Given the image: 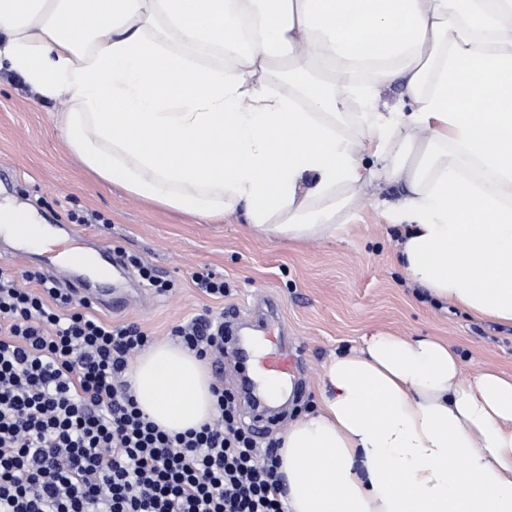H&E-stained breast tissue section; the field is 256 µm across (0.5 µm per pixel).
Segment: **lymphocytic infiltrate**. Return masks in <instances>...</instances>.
<instances>
[{"label": "lymphocytic infiltrate", "instance_id": "f902f5d3", "mask_svg": "<svg viewBox=\"0 0 512 512\" xmlns=\"http://www.w3.org/2000/svg\"><path fill=\"white\" fill-rule=\"evenodd\" d=\"M35 280L0 269V512H288L278 445L259 448L232 392L213 385L200 429L161 430L127 375L151 336ZM172 334L202 360L224 348L220 317Z\"/></svg>", "mask_w": 512, "mask_h": 512}]
</instances>
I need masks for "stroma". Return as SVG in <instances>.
Here are the masks:
<instances>
[{"label": "stroma", "mask_w": 512, "mask_h": 512, "mask_svg": "<svg viewBox=\"0 0 512 512\" xmlns=\"http://www.w3.org/2000/svg\"><path fill=\"white\" fill-rule=\"evenodd\" d=\"M63 102L41 100L23 79L0 71V203L35 214L60 238L69 213L101 216L86 225L87 249H117L139 257L172 280L164 295L120 314L154 341L196 316L248 306L253 316L273 301L287 327L285 344L297 353L304 396L289 400L286 422L272 426L277 440L289 421L315 409L326 365L363 337L441 336L457 345L462 375L495 366L512 373V326L480 321L452 303L434 302L397 262L402 240L391 211L403 200L401 182L365 187L348 224L335 239L295 244L251 236L243 215L219 224H195L183 215L145 203L120 188L97 182L70 153L56 126ZM223 279L228 294L216 301L194 287V272Z\"/></svg>", "instance_id": "1"}]
</instances>
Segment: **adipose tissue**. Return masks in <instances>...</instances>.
Returning a JSON list of instances; mask_svg holds the SVG:
<instances>
[{
  "label": "adipose tissue",
  "mask_w": 512,
  "mask_h": 512,
  "mask_svg": "<svg viewBox=\"0 0 512 512\" xmlns=\"http://www.w3.org/2000/svg\"><path fill=\"white\" fill-rule=\"evenodd\" d=\"M1 69L66 103L96 179L194 219L332 239L365 186L407 184L405 272L512 325V0H0ZM396 81L410 111H378ZM461 373L438 336L337 354L280 437L288 512H512V374ZM128 377L162 430L214 414L182 344Z\"/></svg>",
  "instance_id": "1"
}]
</instances>
